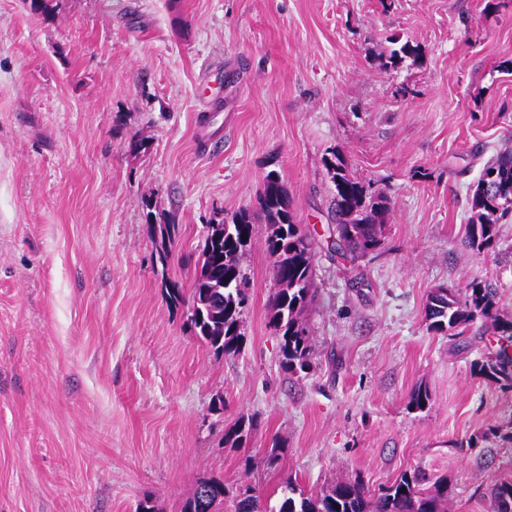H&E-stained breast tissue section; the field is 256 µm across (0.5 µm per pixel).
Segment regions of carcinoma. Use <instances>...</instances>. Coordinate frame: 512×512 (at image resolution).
<instances>
[{
	"label": "carcinoma",
	"instance_id": "carcinoma-1",
	"mask_svg": "<svg viewBox=\"0 0 512 512\" xmlns=\"http://www.w3.org/2000/svg\"><path fill=\"white\" fill-rule=\"evenodd\" d=\"M30 12L48 16L57 0H24ZM390 65L419 56L418 46L393 41ZM324 167L334 187L336 216L333 252L354 262L383 245V219L389 201L382 194L371 195L363 182L349 170L346 159L332 150ZM259 212L241 208L231 216L210 224L201 249L192 295L187 297L175 283L166 289L169 305L186 309L187 325L216 357H235L241 351L242 315L249 301V282L241 270L239 256L251 244L257 217L266 226L265 246L274 257L269 326L281 338V368L291 374L311 367L314 350L310 330L303 319L315 298V239L297 224L288 191L278 172H267L257 198ZM471 219L465 246L477 252L493 249L499 223L512 212V149L500 152L482 170L471 188ZM427 330L451 339L478 326L479 335L492 334L495 345L474 364L483 379L512 391V315L500 311L497 291L487 283L473 282L462 288L440 287L426 304ZM256 416H242L224 432V443L243 447ZM512 445V414L483 430L468 442ZM209 487L201 501L187 497L180 512H448V478L432 480L415 470L404 472L373 495L358 480L338 481L317 494L293 482L286 483L276 503L262 499L253 484L231 488L220 477H203L196 485ZM494 512H512V474L497 477L490 486Z\"/></svg>",
	"mask_w": 512,
	"mask_h": 512
}]
</instances>
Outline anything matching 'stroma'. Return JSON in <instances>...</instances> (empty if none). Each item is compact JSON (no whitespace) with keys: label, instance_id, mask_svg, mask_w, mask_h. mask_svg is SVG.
Segmentation results:
<instances>
[{"label":"stroma","instance_id":"35a3bbf8","mask_svg":"<svg viewBox=\"0 0 512 512\" xmlns=\"http://www.w3.org/2000/svg\"><path fill=\"white\" fill-rule=\"evenodd\" d=\"M58 4L0 0V512H180L203 477L275 497L413 469L447 476L450 512H492L512 447L463 442L512 394L475 373L485 340L428 332L424 311L489 281L512 314V215L492 251L463 245L471 186L512 149V0ZM395 39L419 57L385 66ZM331 150L390 200L360 287L328 247ZM271 170L319 244L296 375L268 325L264 222L240 257L239 355L215 358L165 299L191 294L207 224L256 208ZM150 211L177 225L171 248ZM244 415L246 447L225 446Z\"/></svg>","mask_w":512,"mask_h":512}]
</instances>
